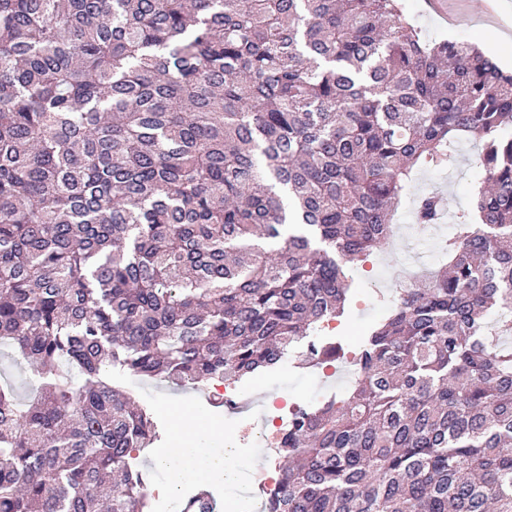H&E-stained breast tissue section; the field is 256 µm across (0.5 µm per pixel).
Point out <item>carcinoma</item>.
<instances>
[{"label":"carcinoma","mask_w":512,"mask_h":512,"mask_svg":"<svg viewBox=\"0 0 512 512\" xmlns=\"http://www.w3.org/2000/svg\"><path fill=\"white\" fill-rule=\"evenodd\" d=\"M506 127L512 70L400 0H0V343L37 387L0 386V512H149L156 424L112 375L276 365L347 317L349 269L462 140L478 222L395 289L352 392L293 415L268 512H512Z\"/></svg>","instance_id":"cac0c4a2"}]
</instances>
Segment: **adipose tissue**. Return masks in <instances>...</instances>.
I'll return each mask as SVG.
<instances>
[{
	"instance_id": "1",
	"label": "adipose tissue",
	"mask_w": 512,
	"mask_h": 512,
	"mask_svg": "<svg viewBox=\"0 0 512 512\" xmlns=\"http://www.w3.org/2000/svg\"><path fill=\"white\" fill-rule=\"evenodd\" d=\"M232 455V448L208 452L197 447L194 438L178 433L169 447L160 452L157 463L173 474L174 482L178 485L217 478L230 483L237 474L231 463Z\"/></svg>"
}]
</instances>
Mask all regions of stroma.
Listing matches in <instances>:
<instances>
[{"label":"stroma","instance_id":"stroma-1","mask_svg":"<svg viewBox=\"0 0 512 512\" xmlns=\"http://www.w3.org/2000/svg\"><path fill=\"white\" fill-rule=\"evenodd\" d=\"M401 8L404 19L419 31L426 42L435 44L447 39L474 41L503 67L512 69V0H489L481 7L467 0L462 8L445 18L433 12L426 0H401ZM480 152V144L464 141L442 168L422 169L415 173L395 215L396 220L408 227L403 251L395 255L377 251L369 256L367 264L355 266L352 275L356 292L347 320L349 326L364 329L378 323L386 313L387 298L392 293L395 280L409 273L411 253L434 252L438 238L452 235V217L471 211V189L484 177L479 164ZM428 191L443 195L450 216L448 223L429 226L413 223V201ZM306 351V342H299L286 352L276 367L234 384L238 400L249 405L248 410L242 413L227 409L223 400L213 399L214 387L210 384L199 391L165 381L117 374L119 385L146 403L158 423L159 437L155 447L141 453L137 460L139 468L148 477L157 512H176L177 501L185 498L192 489L191 484L186 483L179 490H172L170 474L154 461L157 449L169 446L174 428L194 435L200 447L217 450L223 448L229 433L246 430L257 422L263 406L271 405L274 398L289 395L305 405L349 393L351 374L325 380L318 369L300 367L299 362ZM214 419L219 421L220 429L214 435H206L202 425ZM236 460L237 481L227 484L220 479L214 480L210 484L211 491L227 500L244 491L252 494L257 503H265V492L255 487L252 478L277 469L275 453L272 449L242 441L236 450Z\"/></svg>","mask_w":512,"mask_h":512}]
</instances>
